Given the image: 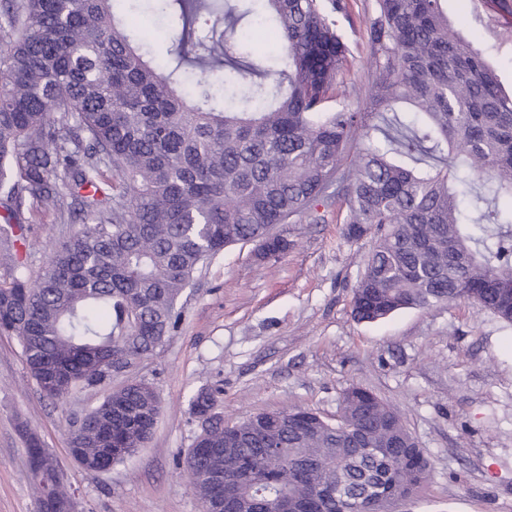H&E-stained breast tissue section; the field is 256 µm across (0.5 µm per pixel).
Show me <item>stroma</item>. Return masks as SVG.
Here are the masks:
<instances>
[{
	"mask_svg": "<svg viewBox=\"0 0 512 512\" xmlns=\"http://www.w3.org/2000/svg\"><path fill=\"white\" fill-rule=\"evenodd\" d=\"M349 3V16L336 21L352 52L346 102L355 107L368 84L362 21L373 0ZM446 7L511 85L512 23L497 0ZM345 215L343 201L331 198L302 223L279 225L288 249L269 259L252 243L225 248L184 291L178 328L110 387L50 401L18 339L0 336V512H36L20 427L57 456L78 512H202L185 469L200 430L190 412L194 394L219 388L228 422L299 408L331 419L353 386L392 405L429 460L424 490L397 512H512V326L473 301L355 320L351 298L372 242L348 240ZM69 233L56 211H44L29 231L32 268ZM132 380L159 396L152 438L108 472L80 469L69 454V418Z\"/></svg>",
	"mask_w": 512,
	"mask_h": 512,
	"instance_id": "35a3bbf8",
	"label": "stroma"
}]
</instances>
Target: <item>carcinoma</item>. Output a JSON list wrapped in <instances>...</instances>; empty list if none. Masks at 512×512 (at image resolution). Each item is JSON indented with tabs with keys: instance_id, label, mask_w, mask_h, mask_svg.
<instances>
[{
	"instance_id": "1",
	"label": "carcinoma",
	"mask_w": 512,
	"mask_h": 512,
	"mask_svg": "<svg viewBox=\"0 0 512 512\" xmlns=\"http://www.w3.org/2000/svg\"><path fill=\"white\" fill-rule=\"evenodd\" d=\"M444 2L375 0L365 98L329 110L346 46L328 12L342 0H154L177 27L162 67L116 0H0V335L18 338L43 396L106 385L112 358L154 354L200 266L297 223L335 181L345 224L374 239L355 319L475 301L512 325V86ZM249 16L274 37L268 66L219 36ZM227 69L247 72L246 88L216 84ZM66 196L80 225L34 271L27 232ZM160 412L146 383L112 391L69 424L75 461L92 472L132 457ZM260 417L234 434L219 415L189 449L206 512H262L313 483L330 488L314 512H353L370 486L426 482L423 450L369 390L348 389L334 422ZM22 435L37 512H73L57 463L37 465L38 437Z\"/></svg>"
}]
</instances>
